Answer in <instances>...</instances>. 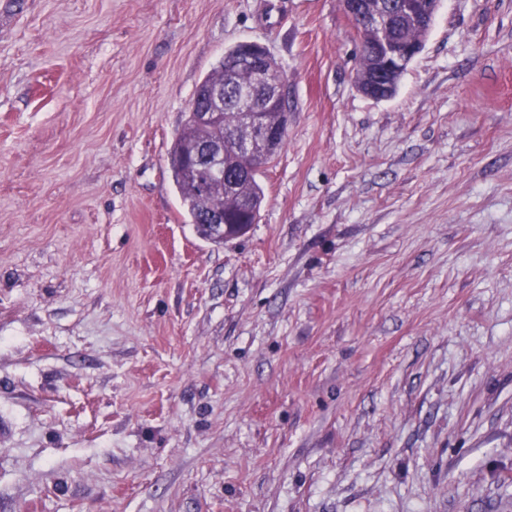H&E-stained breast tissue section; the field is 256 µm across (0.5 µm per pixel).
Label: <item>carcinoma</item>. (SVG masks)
I'll return each mask as SVG.
<instances>
[{
  "mask_svg": "<svg viewBox=\"0 0 512 512\" xmlns=\"http://www.w3.org/2000/svg\"><path fill=\"white\" fill-rule=\"evenodd\" d=\"M362 41L359 66L364 67L375 62V39L366 34ZM244 47L245 44L239 43L224 51V57L196 87L190 103H198L208 88L224 84V130L237 132L241 138L246 139L250 133L243 126L240 99L247 93L251 75L249 71L235 67ZM204 135L206 132L195 124L191 116H186L169 152V171L188 223L199 224L204 213L222 214L229 240L232 241L240 238L237 226L249 227L257 223L265 200L260 172L274 159L276 153L265 152L261 146H255L256 155L251 170L238 176L234 188L227 190L219 174L204 167L190 170L184 160L185 155Z\"/></svg>",
  "mask_w": 512,
  "mask_h": 512,
  "instance_id": "carcinoma-1",
  "label": "carcinoma"
}]
</instances>
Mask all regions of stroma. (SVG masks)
Wrapping results in <instances>:
<instances>
[{
    "label": "stroma",
    "instance_id": "35a3bbf8",
    "mask_svg": "<svg viewBox=\"0 0 512 512\" xmlns=\"http://www.w3.org/2000/svg\"><path fill=\"white\" fill-rule=\"evenodd\" d=\"M287 74L258 224L167 166L240 42ZM340 0H0V512H512V0L387 101Z\"/></svg>",
    "mask_w": 512,
    "mask_h": 512
}]
</instances>
